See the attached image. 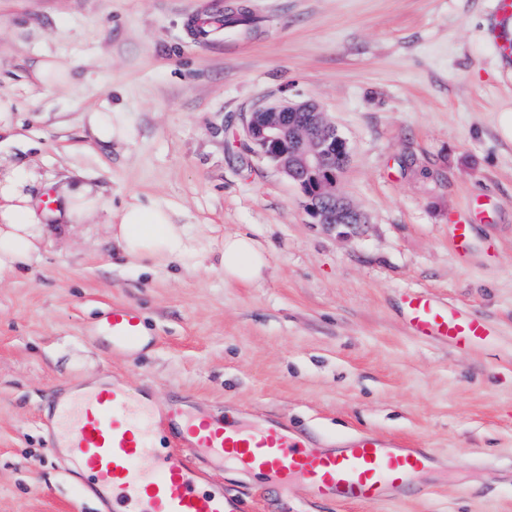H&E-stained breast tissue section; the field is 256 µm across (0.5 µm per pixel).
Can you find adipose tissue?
Instances as JSON below:
<instances>
[{
    "label": "adipose tissue",
    "instance_id": "obj_1",
    "mask_svg": "<svg viewBox=\"0 0 512 512\" xmlns=\"http://www.w3.org/2000/svg\"><path fill=\"white\" fill-rule=\"evenodd\" d=\"M36 180L35 171L24 167L0 172V274H20L39 260L46 225L75 224L102 207L90 185L73 181L57 189L55 209L40 208L30 191ZM110 226L124 258L184 267L199 260L187 226L176 223L167 205L132 197L113 213ZM266 265V252L255 239L241 233L225 236L221 269L226 282L254 283Z\"/></svg>",
    "mask_w": 512,
    "mask_h": 512
}]
</instances>
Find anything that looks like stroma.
<instances>
[{
	"instance_id": "obj_1",
	"label": "stroma",
	"mask_w": 512,
	"mask_h": 512,
	"mask_svg": "<svg viewBox=\"0 0 512 512\" xmlns=\"http://www.w3.org/2000/svg\"><path fill=\"white\" fill-rule=\"evenodd\" d=\"M495 0H0V165L36 168L32 192L78 180L103 207L51 224L41 258L0 275V512H97L49 447L46 416L74 386L108 379L162 408L261 425L312 447L367 431L435 466L376 505L312 504L211 472L242 512H512V108ZM249 10L254 24H221ZM55 61L66 80L43 85ZM317 99L351 150L341 186L369 219L359 239L312 224L300 189L250 153L243 116ZM111 103L122 142L92 134ZM169 203L203 250L192 267L118 256L109 222L132 195ZM475 219L463 250L452 216ZM245 233L268 266L250 285L219 269ZM411 291L484 317L493 340L455 349L412 336ZM140 310L137 358L94 326Z\"/></svg>"
}]
</instances>
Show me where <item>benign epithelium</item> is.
<instances>
[{"label": "benign epithelium", "mask_w": 512, "mask_h": 512, "mask_svg": "<svg viewBox=\"0 0 512 512\" xmlns=\"http://www.w3.org/2000/svg\"><path fill=\"white\" fill-rule=\"evenodd\" d=\"M243 129L249 151L301 189L314 224L341 238L364 234V214L339 189L336 158L349 163L346 141L328 123L317 100L284 98L257 107L244 114Z\"/></svg>", "instance_id": "1"}]
</instances>
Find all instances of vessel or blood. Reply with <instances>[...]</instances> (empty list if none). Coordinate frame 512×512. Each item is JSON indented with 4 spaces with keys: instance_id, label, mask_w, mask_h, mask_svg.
Instances as JSON below:
<instances>
[{
    "instance_id": "1",
    "label": "vessel or blood",
    "mask_w": 512,
    "mask_h": 512,
    "mask_svg": "<svg viewBox=\"0 0 512 512\" xmlns=\"http://www.w3.org/2000/svg\"><path fill=\"white\" fill-rule=\"evenodd\" d=\"M414 335L437 337L459 348L485 343L491 330L480 317L443 306L420 293L405 299ZM140 312L127 304L108 309L99 324L113 348L135 355L150 342ZM177 421L187 437L182 448L157 450L154 437L166 420ZM69 457L85 472L84 492L104 512H241L237 497L225 493L188 455L244 471L271 473L281 486L301 484L310 500L375 505L410 486L434 463L432 454L397 441L362 433L344 447L316 449L273 418L249 427L239 420L212 418L181 408L162 414L119 382L79 388L57 399L55 422Z\"/></svg>"
}]
</instances>
